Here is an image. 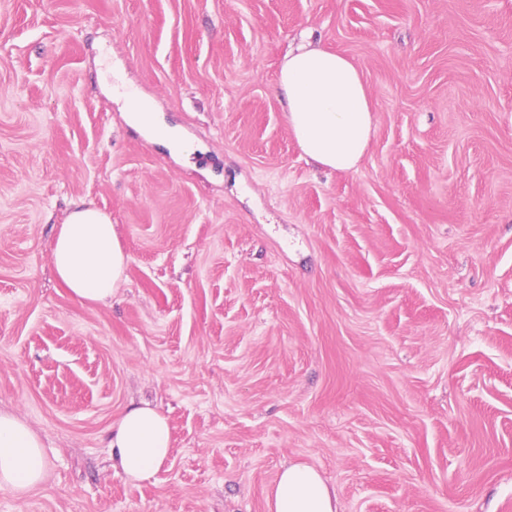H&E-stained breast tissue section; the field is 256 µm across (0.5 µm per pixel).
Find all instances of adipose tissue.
I'll use <instances>...</instances> for the list:
<instances>
[{
	"label": "adipose tissue",
	"mask_w": 512,
	"mask_h": 512,
	"mask_svg": "<svg viewBox=\"0 0 512 512\" xmlns=\"http://www.w3.org/2000/svg\"><path fill=\"white\" fill-rule=\"evenodd\" d=\"M277 92L287 102L288 128L302 152L332 171L357 168L369 146L374 115L361 73L345 55L302 46L282 61ZM55 271L81 301L104 302L125 279L127 257L108 214L78 205L51 245ZM114 467L131 483L150 479L169 455L167 418L133 405L107 428ZM42 436L21 417L0 410V491L22 496L47 478ZM268 512H337L336 492L319 471L293 462L278 475Z\"/></svg>",
	"instance_id": "adipose-tissue-1"
}]
</instances>
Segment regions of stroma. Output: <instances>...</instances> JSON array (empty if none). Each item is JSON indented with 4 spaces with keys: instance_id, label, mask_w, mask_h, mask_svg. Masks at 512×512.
<instances>
[{
    "instance_id": "obj_1",
    "label": "stroma",
    "mask_w": 512,
    "mask_h": 512,
    "mask_svg": "<svg viewBox=\"0 0 512 512\" xmlns=\"http://www.w3.org/2000/svg\"><path fill=\"white\" fill-rule=\"evenodd\" d=\"M305 31L368 87L357 170L274 93ZM85 201L105 303L52 263ZM140 403L172 449L134 485L106 429ZM0 409L49 472L0 512H268L295 461L338 512H512V0H0ZM130 112L134 113V119L141 125L147 128H156L155 119L151 105L145 101L137 98H132L129 103ZM158 133L172 144H177V135L173 130L156 128ZM59 279L80 301L112 299L125 279L127 257L108 214L91 203L78 205L51 245Z\"/></svg>"
}]
</instances>
